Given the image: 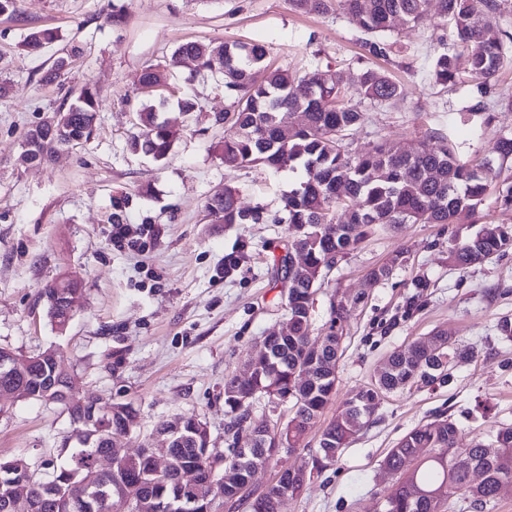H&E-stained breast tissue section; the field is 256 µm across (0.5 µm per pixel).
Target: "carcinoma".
Instances as JSON below:
<instances>
[{
  "instance_id": "obj_1",
  "label": "carcinoma",
  "mask_w": 512,
  "mask_h": 512,
  "mask_svg": "<svg viewBox=\"0 0 512 512\" xmlns=\"http://www.w3.org/2000/svg\"><path fill=\"white\" fill-rule=\"evenodd\" d=\"M302 9L321 14H345L370 36L365 42L370 54L386 57L395 43L385 37L396 22L416 24L430 6H436L440 24L451 30L454 43L467 53L468 82L478 97L487 94L490 82L512 63L505 41L512 34L501 31L492 20L498 0H291ZM58 40L51 28L33 29L25 47L37 51ZM76 45L62 50L42 81L53 82L66 74L72 59L80 56ZM224 59L222 88L224 113L216 122L226 123L224 139L214 150L226 168L262 164L276 171L304 167L307 179L282 198L283 216L278 222L291 225L298 234L294 247L304 253L303 264L288 268L286 314L280 333L271 337L265 354H252L247 364L251 377L224 381V415L230 417L225 435L227 448L211 447L206 423L197 417L180 420L181 432L168 445L170 470L156 474L149 455L141 449L130 453L125 439L136 421L137 411L127 402L101 403L68 398L66 407L74 424L66 464L51 479L38 476L23 457L0 459V499L9 493V483H25L31 496L30 512H60L58 501L75 502L68 512H224L245 507L248 512H281V505L301 492L292 468L282 470L279 480L261 492L247 486L253 472L278 463L275 448L258 439L249 448H239L241 432L263 426L251 418V404L259 396L275 408L291 404L292 416L277 427L298 451L308 431L322 416L336 393V364L342 341V323L347 316L343 301L330 299L327 334L322 344L312 335L314 295L327 272L378 227L395 229L402 224H454L463 217L475 218L490 183L489 164L470 165L458 159L444 137L425 144L415 153L402 152L386 143L365 155L352 157L343 146L347 133L359 125L363 113L345 101L341 77L316 68L304 75L273 68L267 49L260 43L185 42L172 61L188 58L201 66L211 58ZM434 83L445 85L458 77L455 56L436 54L430 64ZM159 66L147 65L135 77L141 93L156 94ZM365 95L380 102H396L404 91L381 71L367 68L359 75ZM164 104V101H159ZM157 104V105H159ZM157 105L148 102L139 110L141 137L131 148L157 161L169 154L178 132L160 120ZM98 102L91 89L80 90L66 107L52 113L48 122L30 130L25 140L26 156L43 160L58 150L88 140L94 131ZM238 190L230 183L208 200L211 216L226 224H245L259 217L237 207ZM512 247L511 224H485L448 253L451 265L466 269ZM79 292L67 279L41 289L47 315L57 329L65 324L67 299ZM474 352L456 346L448 332L437 330L425 343L415 342L393 352L377 369L375 384L388 393L428 381L447 370L451 362L470 358ZM58 359L34 358L22 376L0 375V390H21L20 401H49L47 380L62 376L61 384L72 389L73 376L57 371ZM310 374L304 388L296 377ZM376 393L358 391L322 431L319 457L313 467L326 466L348 446L373 417ZM459 427L451 418H438L406 433L387 454L384 465L397 475V482L384 498L383 512H442L448 498L461 493L472 512H488L505 483L512 484V426L501 427L494 436L495 452L475 442L458 447ZM418 448L432 454L417 460ZM112 455L115 467L98 469L97 460ZM232 469L237 480L224 482ZM192 470L189 485L179 473Z\"/></svg>"
}]
</instances>
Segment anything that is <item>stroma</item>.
Returning <instances> with one entry per match:
<instances>
[{"instance_id": "obj_1", "label": "stroma", "mask_w": 512, "mask_h": 512, "mask_svg": "<svg viewBox=\"0 0 512 512\" xmlns=\"http://www.w3.org/2000/svg\"><path fill=\"white\" fill-rule=\"evenodd\" d=\"M127 22L113 27V2ZM35 28H53L61 40L29 54L23 42ZM365 34L349 17L296 9L291 0H21L0 16V346L25 356L54 349L75 375L80 400L132 403L138 412L129 449L154 444L162 420L195 416L206 422L211 445L224 446V380L240 374L262 337L277 331L286 313L281 270L293 237L278 223L283 194L304 180V170L262 167L227 170L211 150L224 135L214 126L224 109L215 79L195 63L169 68L182 43L241 41L265 45L273 66L292 71H337L351 104L364 114L346 139L361 155L379 143L413 152L448 138L461 162L494 159V144L512 133V111L496 101L512 96V65L490 84L484 109L474 112L465 84L443 87L428 75L434 53L451 48L435 14L419 24H397L388 59L372 57ZM82 48L63 85L40 76L63 45ZM167 67V85L189 93L196 111L169 104L164 119L180 130L167 158L132 151L142 133L143 101L133 84L147 64ZM375 67L406 93L396 104L364 97L360 72ZM90 87L99 112L90 141L40 162L22 161L28 131L50 117L67 91ZM238 189L240 208L260 210L259 222L214 221L206 205L225 182ZM129 199L127 221L151 220L161 231L141 251L111 239L114 198ZM478 224H512L496 194L478 208ZM478 224H406L379 229L328 272L315 296L314 327L328 319L331 295L347 305L336 395L310 429L317 448L323 428L394 350L447 330L474 358L458 361L450 379L418 383L378 397L379 408L333 464L313 473L283 512H380L396 481L383 460L416 426L444 417L461 429L460 444L491 443L512 425V341L497 325L512 319V248L464 270L448 251ZM239 258L225 274L227 255ZM400 256L388 278L371 271ZM81 287L65 331L51 325L38 292L59 275ZM73 430L64 406L0 398V458L26 457L50 477L43 460L57 457Z\"/></svg>"}]
</instances>
